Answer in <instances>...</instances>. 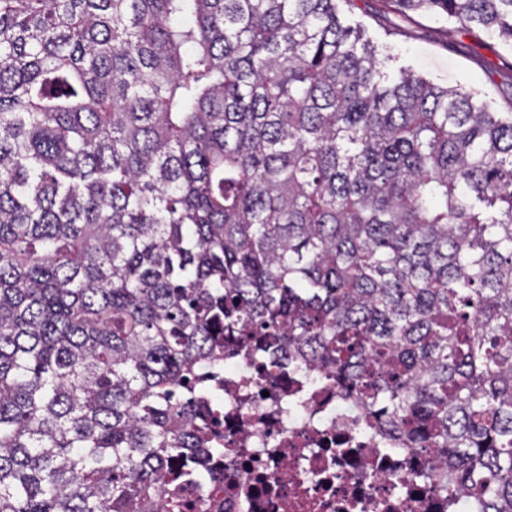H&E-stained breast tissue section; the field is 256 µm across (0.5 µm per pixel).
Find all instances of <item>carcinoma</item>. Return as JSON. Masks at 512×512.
Instances as JSON below:
<instances>
[{
  "label": "carcinoma",
  "mask_w": 512,
  "mask_h": 512,
  "mask_svg": "<svg viewBox=\"0 0 512 512\" xmlns=\"http://www.w3.org/2000/svg\"><path fill=\"white\" fill-rule=\"evenodd\" d=\"M340 1L0 0V512H171L199 371L272 349L512 512V112Z\"/></svg>",
  "instance_id": "carcinoma-1"
}]
</instances>
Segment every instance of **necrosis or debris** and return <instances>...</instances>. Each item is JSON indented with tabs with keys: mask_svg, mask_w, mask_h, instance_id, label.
I'll return each instance as SVG.
<instances>
[{
	"mask_svg": "<svg viewBox=\"0 0 512 512\" xmlns=\"http://www.w3.org/2000/svg\"><path fill=\"white\" fill-rule=\"evenodd\" d=\"M252 356L226 358L223 453L214 480L185 490L181 512H480L478 503L440 496L424 473L431 458L388 444L362 425V412L333 381L285 365L271 387Z\"/></svg>",
	"mask_w": 512,
	"mask_h": 512,
	"instance_id": "obj_1",
	"label": "necrosis or debris"
}]
</instances>
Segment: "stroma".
I'll return each mask as SVG.
<instances>
[{"label":"stroma","instance_id":"obj_1","mask_svg":"<svg viewBox=\"0 0 512 512\" xmlns=\"http://www.w3.org/2000/svg\"><path fill=\"white\" fill-rule=\"evenodd\" d=\"M347 24L362 26L365 35L388 55V69H410L442 87L479 92L489 111L512 110V45L486 35L462 32L433 14L401 16L391 0H356L344 8Z\"/></svg>","mask_w":512,"mask_h":512}]
</instances>
